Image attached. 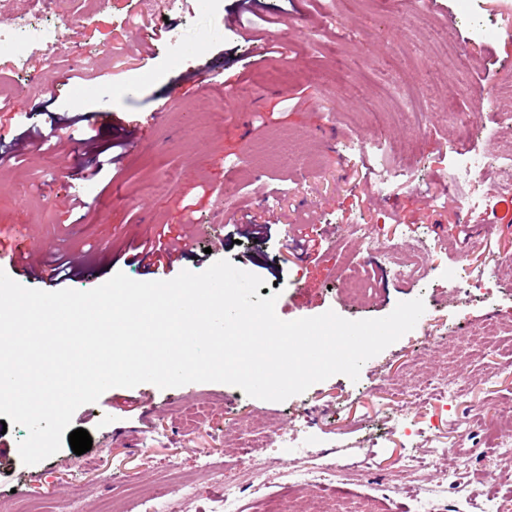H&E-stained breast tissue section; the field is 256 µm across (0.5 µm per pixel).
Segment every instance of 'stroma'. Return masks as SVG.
Wrapping results in <instances>:
<instances>
[{"instance_id": "stroma-1", "label": "stroma", "mask_w": 512, "mask_h": 512, "mask_svg": "<svg viewBox=\"0 0 512 512\" xmlns=\"http://www.w3.org/2000/svg\"><path fill=\"white\" fill-rule=\"evenodd\" d=\"M236 0L215 12L197 0H0V28L36 20L56 29L45 55L33 42L25 68L0 54V78L17 88L0 111V152L38 129L42 152L0 162V229L27 235L41 261L86 257L97 279L63 288L90 290L115 273L143 281L130 262L135 245L168 225L190 235L196 254L178 270L217 260L261 277L290 321L334 311L349 320L387 316L422 298L416 327L367 360L358 380L335 375L282 402L247 396L223 383L115 387L79 407L73 428L92 448L63 446L23 464V427L0 433V512H143L141 496L165 488L163 512H224V486H243V508L278 492L305 512L309 488L289 487L299 469L362 462L337 479L324 512H512V470L496 465L488 428L512 420V333L479 353L457 339L484 324H512V223L498 221V184L512 174V112L497 111V89L512 84V0H264V31L279 56L258 57L225 28ZM156 30L153 49L124 65L118 48ZM88 69L86 80L74 70ZM40 74L27 84L24 71ZM232 86H225V76ZM112 124L97 147L123 141L117 166L91 175L83 153L59 148L94 114ZM69 121L51 128L49 114ZM484 179L449 182L465 158ZM80 197L84 206L71 209ZM417 248L422 279L393 275L387 251ZM365 266L371 294L350 296L348 269ZM477 378L457 399L406 403L422 379ZM268 424L240 451L253 420ZM297 442L281 446L285 430ZM415 451L454 470L436 477L421 501L398 463ZM210 468H203L202 460ZM192 483L194 498L180 486Z\"/></svg>"}]
</instances>
